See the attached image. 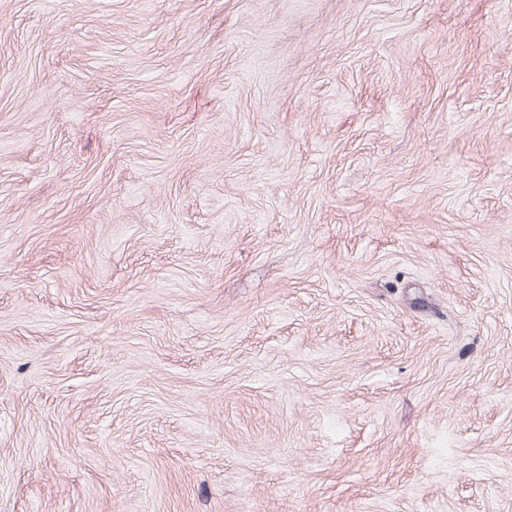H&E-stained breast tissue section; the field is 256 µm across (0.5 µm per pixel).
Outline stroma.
<instances>
[{
	"instance_id": "1",
	"label": "stroma",
	"mask_w": 512,
	"mask_h": 512,
	"mask_svg": "<svg viewBox=\"0 0 512 512\" xmlns=\"http://www.w3.org/2000/svg\"><path fill=\"white\" fill-rule=\"evenodd\" d=\"M0 512H512V0H0Z\"/></svg>"
}]
</instances>
